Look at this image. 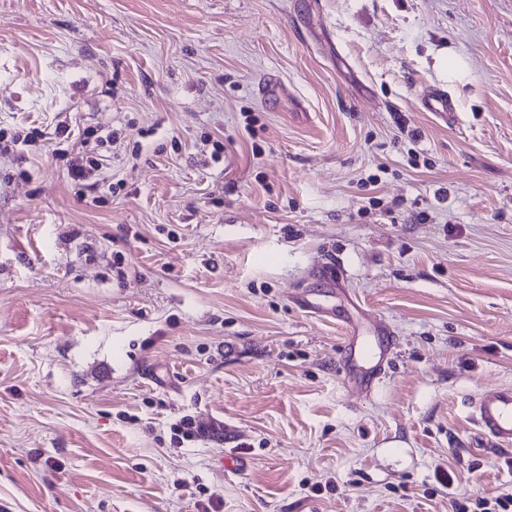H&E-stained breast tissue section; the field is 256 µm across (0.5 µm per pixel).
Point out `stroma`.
Instances as JSON below:
<instances>
[{"mask_svg": "<svg viewBox=\"0 0 512 512\" xmlns=\"http://www.w3.org/2000/svg\"><path fill=\"white\" fill-rule=\"evenodd\" d=\"M96 126L99 202L57 155ZM0 128L38 134L0 156V512L512 492L471 416L512 387V0H0ZM346 320L394 335L369 395ZM422 107L428 112H435L445 121L451 122L456 116L454 100L443 91L427 90L421 94Z\"/></svg>", "mask_w": 512, "mask_h": 512, "instance_id": "35a3bbf8", "label": "stroma"}]
</instances>
